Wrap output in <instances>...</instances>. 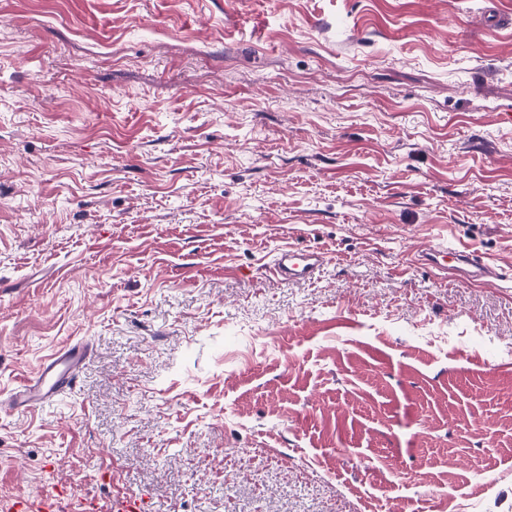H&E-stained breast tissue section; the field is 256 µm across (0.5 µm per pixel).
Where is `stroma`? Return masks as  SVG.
<instances>
[{
	"instance_id": "35a3bbf8",
	"label": "stroma",
	"mask_w": 512,
	"mask_h": 512,
	"mask_svg": "<svg viewBox=\"0 0 512 512\" xmlns=\"http://www.w3.org/2000/svg\"><path fill=\"white\" fill-rule=\"evenodd\" d=\"M488 0H0V512H512V25ZM470 250L506 278L421 264ZM314 280L266 267L282 246ZM323 265V256L317 250H299L283 247L276 254L271 267L275 278L290 281H310ZM86 358L87 346L83 343L56 352L43 363L34 378L24 381L6 399L1 398L0 411L33 407L71 390Z\"/></svg>"
}]
</instances>
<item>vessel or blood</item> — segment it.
Wrapping results in <instances>:
<instances>
[{
  "mask_svg": "<svg viewBox=\"0 0 512 512\" xmlns=\"http://www.w3.org/2000/svg\"><path fill=\"white\" fill-rule=\"evenodd\" d=\"M425 257L442 268L450 264L464 266L471 277L486 276L490 270L483 257L445 245L429 247ZM322 264L320 251L287 246L276 254L271 270L275 278L285 282L309 281L316 277ZM86 358L87 346L83 343L56 352L43 363L34 378L24 381L6 399L0 400V411L32 407L71 390Z\"/></svg>",
  "mask_w": 512,
  "mask_h": 512,
  "instance_id": "b4317fda",
  "label": "vessel or blood"
}]
</instances>
